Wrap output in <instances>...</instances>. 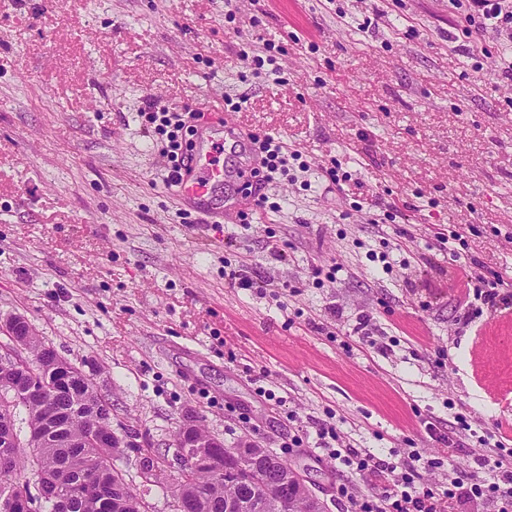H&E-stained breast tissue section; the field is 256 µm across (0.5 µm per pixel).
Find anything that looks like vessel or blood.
I'll list each match as a JSON object with an SVG mask.
<instances>
[{
  "label": "vessel or blood",
  "instance_id": "obj_1",
  "mask_svg": "<svg viewBox=\"0 0 512 512\" xmlns=\"http://www.w3.org/2000/svg\"><path fill=\"white\" fill-rule=\"evenodd\" d=\"M259 165L248 131L228 116L198 127L192 160L174 192L187 209L205 212L212 223L221 224L241 205V180Z\"/></svg>",
  "mask_w": 512,
  "mask_h": 512
}]
</instances>
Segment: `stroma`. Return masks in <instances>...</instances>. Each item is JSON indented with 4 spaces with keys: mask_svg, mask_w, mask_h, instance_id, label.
I'll return each instance as SVG.
<instances>
[{
    "mask_svg": "<svg viewBox=\"0 0 512 512\" xmlns=\"http://www.w3.org/2000/svg\"><path fill=\"white\" fill-rule=\"evenodd\" d=\"M458 16L449 0H9L0 317L91 376L119 437L164 451L194 416L278 451L328 512L390 489L411 456V493L438 496L478 456L507 458L512 80L496 36ZM229 99L302 157L247 220L211 224L165 186L141 114L210 122ZM475 260L503 283L465 326ZM353 452L386 471L346 466ZM113 463L172 512L176 477Z\"/></svg>",
    "mask_w": 512,
    "mask_h": 512,
    "instance_id": "1",
    "label": "stroma"
}]
</instances>
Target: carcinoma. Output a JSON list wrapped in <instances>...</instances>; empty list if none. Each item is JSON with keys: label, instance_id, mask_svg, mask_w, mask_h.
Returning a JSON list of instances; mask_svg holds the SVG:
<instances>
[{"label": "carcinoma", "instance_id": "obj_1", "mask_svg": "<svg viewBox=\"0 0 512 512\" xmlns=\"http://www.w3.org/2000/svg\"><path fill=\"white\" fill-rule=\"evenodd\" d=\"M24 330L26 362L36 370L51 367L56 359L54 349L41 341L32 327ZM16 409L26 414L29 432L43 433V441L37 448L19 442L12 449L10 467L5 470L0 464V494L6 484L27 469L34 471L40 485L51 484L66 473L77 477L88 463L92 464L97 481L108 487L117 478L125 479V474L112 464V457L119 451L117 444L96 445L91 440V435L105 430L107 423L102 401L89 380L71 383L53 407L32 399L18 401ZM180 471L178 486L193 499L194 512H224V502L238 495L233 485L191 464ZM142 508V502L128 486L113 493L105 512H142Z\"/></svg>", "mask_w": 512, "mask_h": 512}]
</instances>
